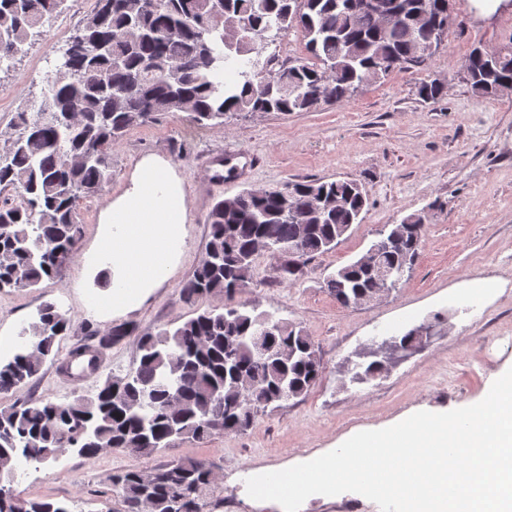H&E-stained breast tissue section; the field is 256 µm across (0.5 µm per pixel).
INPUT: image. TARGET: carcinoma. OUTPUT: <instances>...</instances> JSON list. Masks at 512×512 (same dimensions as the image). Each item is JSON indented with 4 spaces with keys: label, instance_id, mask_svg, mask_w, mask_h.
<instances>
[{
    "label": "carcinoma",
    "instance_id": "carcinoma-1",
    "mask_svg": "<svg viewBox=\"0 0 512 512\" xmlns=\"http://www.w3.org/2000/svg\"><path fill=\"white\" fill-rule=\"evenodd\" d=\"M67 0H0V65L22 52L44 20ZM95 0L62 47V63L43 100L14 117V136L0 156V283L32 288L61 275L77 253L82 226L80 199L112 180V144L156 116L185 112L200 126L222 125L242 112H310L341 104L358 88L394 72L425 67L434 52L423 31L448 14L449 0ZM408 7L411 18L383 24L380 14ZM300 31L312 64L284 65L264 55L289 30ZM467 85L480 95L512 93V51L473 48ZM437 81H422L425 102L442 97ZM318 216L303 247L308 258L336 247L362 220L367 197L353 179L286 181L256 196L244 195L211 208L206 258L181 287L188 302L222 293L224 310H198L174 328L142 334L140 358L124 377L107 376L92 400H25L0 411V474L40 467L68 449L95 456L114 448L151 455L174 437L208 440L243 432L288 397L306 395L321 374L314 341L295 324L231 303L253 279V244H287L298 225L286 220L283 199ZM340 199L341 207H328ZM393 224L396 237L380 255L386 266L412 270L424 245L425 224L413 213ZM328 293L344 307L372 290L359 262L337 269ZM69 320L51 303L20 336L35 344L0 361V393L15 392L56 361L57 338ZM136 331L122 324L102 334L86 327L96 343L73 349L91 366L105 350ZM180 382L171 402L169 383ZM122 512H220L213 463L206 458L172 463L148 473L109 475ZM24 512H69L62 503L23 502Z\"/></svg>",
    "mask_w": 512,
    "mask_h": 512
}]
</instances>
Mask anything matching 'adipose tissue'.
<instances>
[{"label":"adipose tissue","mask_w":512,"mask_h":512,"mask_svg":"<svg viewBox=\"0 0 512 512\" xmlns=\"http://www.w3.org/2000/svg\"><path fill=\"white\" fill-rule=\"evenodd\" d=\"M187 221L186 191L174 167L142 158L125 189L100 212L96 244L83 256L86 273L99 282L88 304L116 315L139 308L171 277Z\"/></svg>","instance_id":"obj_1"}]
</instances>
